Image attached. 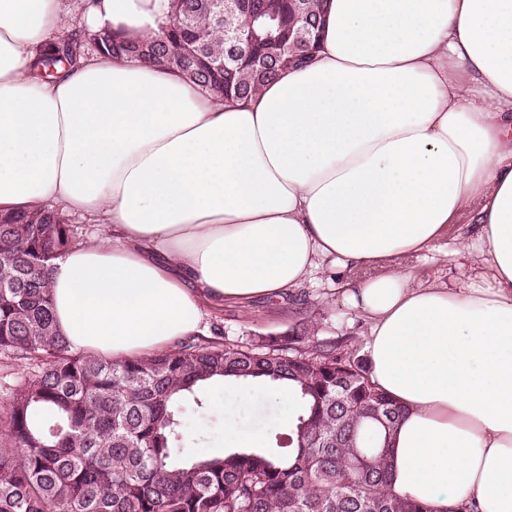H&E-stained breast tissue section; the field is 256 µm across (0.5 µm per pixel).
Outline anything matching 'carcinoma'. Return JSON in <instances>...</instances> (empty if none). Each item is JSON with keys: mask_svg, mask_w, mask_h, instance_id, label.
<instances>
[{"mask_svg": "<svg viewBox=\"0 0 512 512\" xmlns=\"http://www.w3.org/2000/svg\"><path fill=\"white\" fill-rule=\"evenodd\" d=\"M246 52L224 38L252 15ZM322 0H242L217 19L208 0H175L147 39L71 30L37 57L43 77L90 54L165 65L216 96L246 100L315 59ZM75 240L48 210L0 217V357L27 371L0 384V512H436L392 488V436L403 408L358 361L315 329L246 344H177L114 360L72 349L54 323L50 271ZM287 385L288 429L256 448L192 457L188 410L204 415L201 381Z\"/></svg>", "mask_w": 512, "mask_h": 512, "instance_id": "carcinoma-1", "label": "carcinoma"}]
</instances>
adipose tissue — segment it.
<instances>
[{"label": "adipose tissue", "instance_id": "adipose-tissue-1", "mask_svg": "<svg viewBox=\"0 0 512 512\" xmlns=\"http://www.w3.org/2000/svg\"><path fill=\"white\" fill-rule=\"evenodd\" d=\"M63 0H0V213L109 233L53 263L74 350L149 356L204 306L282 297L321 263L371 268L338 298L370 324L371 378L405 409L393 488L512 512V0H327L317 58L246 102L96 54L50 80ZM173 0H87L82 28L151 36ZM462 286L403 257L452 225Z\"/></svg>", "mask_w": 512, "mask_h": 512}]
</instances>
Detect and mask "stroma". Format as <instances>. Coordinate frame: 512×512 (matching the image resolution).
Masks as SVG:
<instances>
[{"label": "stroma", "instance_id": "35a3bbf8", "mask_svg": "<svg viewBox=\"0 0 512 512\" xmlns=\"http://www.w3.org/2000/svg\"><path fill=\"white\" fill-rule=\"evenodd\" d=\"M466 225H456L434 250L403 259L404 268L420 279L458 286L467 281L472 271L454 262L458 237L466 233ZM338 281L329 268L316 270L300 287L289 290L282 298H264L244 304L227 302L218 308L208 307L199 333L200 339L227 343H248L261 336H283L300 322L314 323L315 338L338 345L342 354L366 361V343L370 324L352 316L332 298ZM213 420L188 414L187 425L203 430L194 444L197 455L236 447L244 439L266 441L273 431L282 429V406L272 400L265 387L224 385L214 388L209 396Z\"/></svg>", "mask_w": 512, "mask_h": 512}]
</instances>
